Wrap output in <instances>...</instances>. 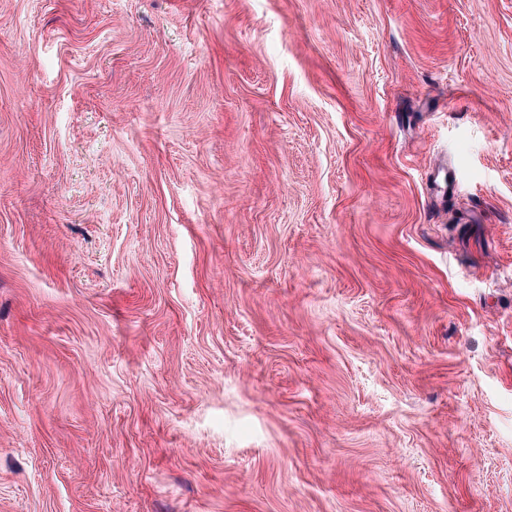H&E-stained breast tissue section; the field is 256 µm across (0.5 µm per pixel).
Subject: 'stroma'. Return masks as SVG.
Returning <instances> with one entry per match:
<instances>
[{"instance_id":"obj_1","label":"stroma","mask_w":512,"mask_h":512,"mask_svg":"<svg viewBox=\"0 0 512 512\" xmlns=\"http://www.w3.org/2000/svg\"><path fill=\"white\" fill-rule=\"evenodd\" d=\"M0 512H512V0H0Z\"/></svg>"}]
</instances>
